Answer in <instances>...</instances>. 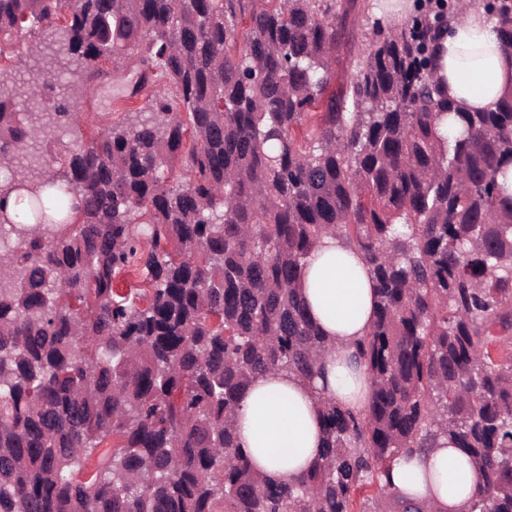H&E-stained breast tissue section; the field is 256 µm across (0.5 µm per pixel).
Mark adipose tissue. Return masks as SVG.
<instances>
[{
	"mask_svg": "<svg viewBox=\"0 0 512 512\" xmlns=\"http://www.w3.org/2000/svg\"><path fill=\"white\" fill-rule=\"evenodd\" d=\"M438 57L436 79L456 110H494L512 90V58L478 0H471L463 22L442 35ZM301 289L314 321L332 344L320 361L325 376L313 385L294 375L257 377L245 391L236 419L250 464L275 482L303 474L319 457L323 429L316 389L357 413L366 409L372 393L363 369L351 358L352 344L374 321L375 290L363 259L337 239L325 238L307 261ZM392 482L424 512H466L476 472L468 455L443 438L434 448L401 459Z\"/></svg>",
	"mask_w": 512,
	"mask_h": 512,
	"instance_id": "adipose-tissue-1",
	"label": "adipose tissue"
}]
</instances>
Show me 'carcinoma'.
Masks as SVG:
<instances>
[{"label": "carcinoma", "mask_w": 512, "mask_h": 512, "mask_svg": "<svg viewBox=\"0 0 512 512\" xmlns=\"http://www.w3.org/2000/svg\"><path fill=\"white\" fill-rule=\"evenodd\" d=\"M484 9L512 58V0ZM462 18V0L397 25L367 0H0V44L54 36L37 71L0 70V512H389L393 465L440 436L477 471L468 512H512V91L490 112L443 97ZM351 21L353 78L327 97ZM129 55L162 88L53 144L81 116L46 97L58 66L91 84ZM327 235L375 282L372 396L359 414L318 396L321 455L270 482L235 419L254 378L320 374L300 278ZM130 270L146 288L122 294Z\"/></svg>", "instance_id": "1"}]
</instances>
